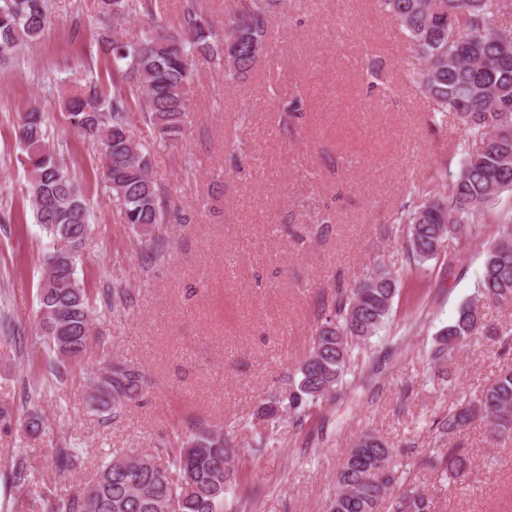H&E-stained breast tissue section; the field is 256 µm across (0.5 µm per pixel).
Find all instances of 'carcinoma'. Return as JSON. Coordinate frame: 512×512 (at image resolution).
<instances>
[{
  "label": "carcinoma",
  "mask_w": 512,
  "mask_h": 512,
  "mask_svg": "<svg viewBox=\"0 0 512 512\" xmlns=\"http://www.w3.org/2000/svg\"><path fill=\"white\" fill-rule=\"evenodd\" d=\"M396 21L412 52L411 83L432 104V123L450 115L462 126L460 169L449 182L423 191L422 201L399 211L388 232L401 240L410 268L448 256L451 243L463 244L480 233L486 210L512 193V0H378ZM276 0H237L225 14L219 38L197 0H185L177 29L162 26L136 43L123 40L135 12L133 0H98L99 13L112 20L97 36L100 55L124 77L112 90L90 74L83 92L67 96L64 106L73 128L99 151L105 188L121 206L122 220L151 256L164 250L161 228L167 210L152 179V149L183 137L188 88L202 62L224 67L228 84L246 77L264 57L269 19ZM49 19L48 0H0V65L18 58L22 47L40 37ZM150 138L136 134L137 118ZM16 139L28 178L34 223L45 237V277L38 292L37 328L44 337L48 377L24 384L25 402L44 383H62L70 362L84 357L92 343L95 306L77 275L91 214L69 167L59 157L43 113L31 107L19 116ZM401 277L375 262L353 286L338 284L322 311L310 349L285 385L270 391L253 416L251 451L262 456L275 447L274 425L286 418L302 428L325 400L336 398L359 370L372 361L367 345L394 312ZM135 289L115 285L112 311L134 305ZM512 307V214L499 221L487 248L476 295L455 319L437 332L429 352L435 381L441 362L456 348L484 340L507 345L512 325L487 317V308ZM145 374L129 362L106 358L89 377L88 405L117 419L145 394ZM483 423L493 440L512 436V363L478 396L463 400L432 420L435 443L430 464L441 479L467 473L469 458L450 444L473 422ZM54 477L64 482L84 468L76 448L51 449ZM237 434L195 426L177 447L126 448L112 452L93 482L72 486L49 502L47 512H224L226 495L238 487ZM403 454L372 432L348 449L336 472V494L328 512H382L396 495L394 512H431L430 501L406 478Z\"/></svg>",
  "instance_id": "cac0c4a2"
}]
</instances>
